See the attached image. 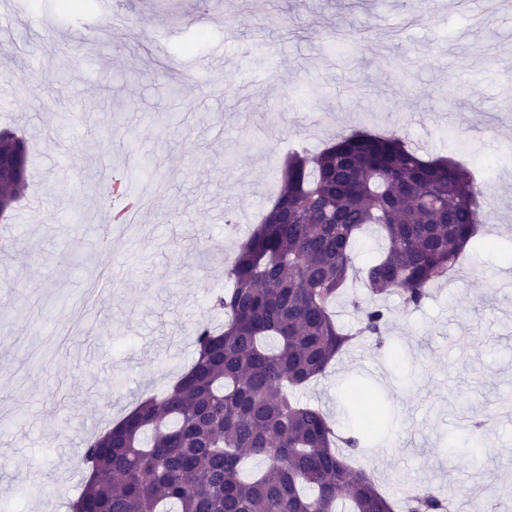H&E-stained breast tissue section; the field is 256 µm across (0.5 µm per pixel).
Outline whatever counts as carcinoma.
I'll list each match as a JSON object with an SVG mask.
<instances>
[{"label": "carcinoma", "mask_w": 512, "mask_h": 512, "mask_svg": "<svg viewBox=\"0 0 512 512\" xmlns=\"http://www.w3.org/2000/svg\"><path fill=\"white\" fill-rule=\"evenodd\" d=\"M0 151L23 167L0 182L14 204L27 187L28 141L0 130ZM479 196L457 164L426 160L396 134L357 131L288 155L273 205L224 270L230 286L213 302L224 330L198 326L197 357L176 384L86 442L73 512H446L427 490L394 502L351 465L382 421L379 405L360 406L359 386L346 389L354 427L342 449L333 421L293 391L353 342L381 338L382 295L416 308L466 250L483 247ZM372 230L386 248L361 267L372 299L353 303L360 317L347 329L330 307ZM252 457L265 467L246 478Z\"/></svg>", "instance_id": "cac0c4a2"}]
</instances>
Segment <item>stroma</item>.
Wrapping results in <instances>:
<instances>
[{"mask_svg": "<svg viewBox=\"0 0 512 512\" xmlns=\"http://www.w3.org/2000/svg\"><path fill=\"white\" fill-rule=\"evenodd\" d=\"M14 0L0 30V129L33 133L0 257V512H68L80 450L196 358L214 284L275 196L288 141L400 133L489 172L492 236L420 307L383 303L363 341L299 393L345 423L348 384L386 424L356 463L512 512V0ZM134 187L131 224L113 222ZM233 224H226V217ZM108 231L112 248L98 246ZM493 455L476 464L468 430Z\"/></svg>", "mask_w": 512, "mask_h": 512, "instance_id": "35a3bbf8", "label": "stroma"}]
</instances>
